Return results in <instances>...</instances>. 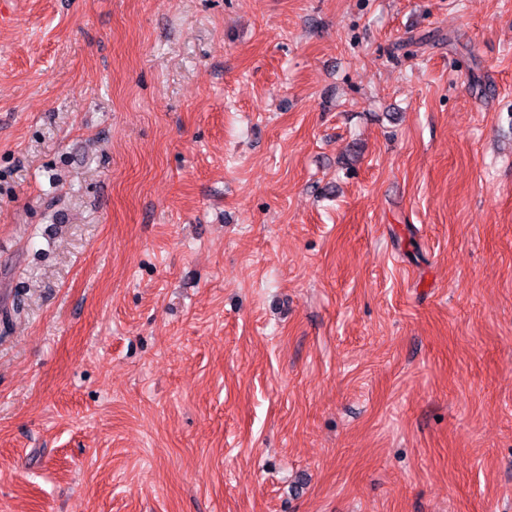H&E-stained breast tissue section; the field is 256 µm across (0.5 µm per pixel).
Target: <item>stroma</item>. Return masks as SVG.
I'll return each instance as SVG.
<instances>
[{
  "label": "stroma",
  "instance_id": "35a3bbf8",
  "mask_svg": "<svg viewBox=\"0 0 512 512\" xmlns=\"http://www.w3.org/2000/svg\"><path fill=\"white\" fill-rule=\"evenodd\" d=\"M0 512H512V0H0Z\"/></svg>",
  "mask_w": 512,
  "mask_h": 512
}]
</instances>
